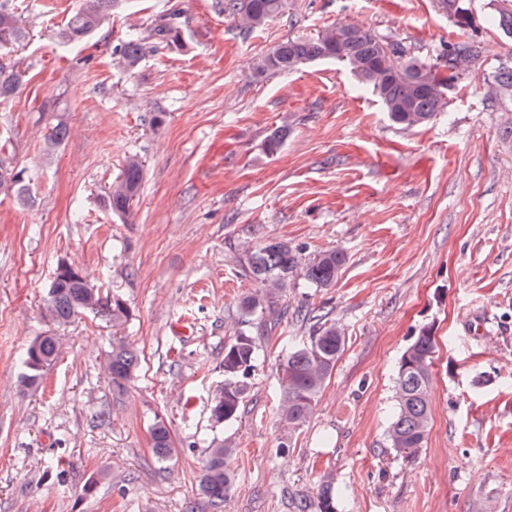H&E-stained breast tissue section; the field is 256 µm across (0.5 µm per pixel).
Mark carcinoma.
<instances>
[{"instance_id":"carcinoma-1","label":"carcinoma","mask_w":512,"mask_h":512,"mask_svg":"<svg viewBox=\"0 0 512 512\" xmlns=\"http://www.w3.org/2000/svg\"><path fill=\"white\" fill-rule=\"evenodd\" d=\"M121 0H80L79 7L57 33L64 44L83 41L97 32L110 18ZM219 12L238 23L242 33L264 26L285 11L286 0H216ZM180 12L173 10L163 23L153 29L151 38L130 35L117 52L118 60L133 70L141 59L160 46L176 45L180 40ZM22 35L17 26L11 0H0V44L4 45ZM475 42H460L448 53L427 64L409 54L399 42L390 41L376 33L356 26H331L314 37L287 39L254 63L258 77L288 72L300 64L343 57L354 75L379 97L390 121L404 129L423 124L437 116L447 106L445 90L448 81L456 76L457 63L472 64L479 56ZM386 66H381V61ZM16 84L13 72L0 65V100L11 96ZM143 181V164L138 156L126 159L118 180L103 199L108 211L125 216L133 205ZM22 172L0 160V194L24 200L26 188ZM240 257L242 272L260 284L254 293L241 302L242 317L256 312L268 314L269 324L282 318L277 307L279 297L288 283L298 278L316 288L336 283L346 257L340 250L322 251L312 259L302 257L301 250L278 238L245 245ZM98 314L114 324L122 325L130 318L126 302L88 283L79 269L66 262L58 264L49 284L43 318L53 324L71 322L84 313ZM302 320L317 319L310 340L289 349L282 361V378L278 402V417L284 431L292 433L310 417L316 401L332 375L336 362L345 347L342 328L322 316L297 313ZM436 339L429 328L422 329L403 353L395 380L396 411L387 430L391 447L407 454L424 446L431 420L432 364ZM58 337L47 334L36 337L26 349L21 366L20 383L31 388L39 384L45 371L60 357ZM258 355L252 336L241 331L233 342L224 346V386L214 397L211 418L216 424L236 420L248 396V378ZM140 354L122 339L112 343L105 369L112 385L118 389L136 373ZM153 451L161 463L167 461L174 440L167 424L158 420L151 428ZM235 449L224 442L212 440L200 477L202 493L214 505L224 502L235 483V474L227 461ZM297 512H336L333 479L323 481L316 497H304L295 503Z\"/></svg>"}]
</instances>
